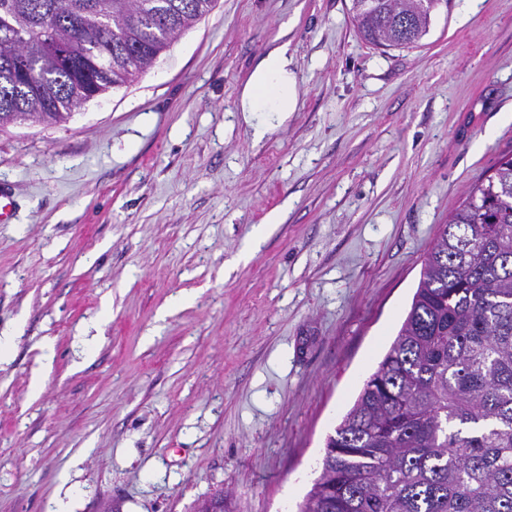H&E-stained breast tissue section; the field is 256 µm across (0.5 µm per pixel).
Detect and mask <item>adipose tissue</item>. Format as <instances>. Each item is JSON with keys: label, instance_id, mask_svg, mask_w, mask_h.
I'll return each instance as SVG.
<instances>
[{"label": "adipose tissue", "instance_id": "adipose-tissue-1", "mask_svg": "<svg viewBox=\"0 0 512 512\" xmlns=\"http://www.w3.org/2000/svg\"><path fill=\"white\" fill-rule=\"evenodd\" d=\"M240 101L248 119L258 112L295 111L298 85L287 45L273 48L261 59L244 86Z\"/></svg>", "mask_w": 512, "mask_h": 512}]
</instances>
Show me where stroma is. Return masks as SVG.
<instances>
[{"mask_svg": "<svg viewBox=\"0 0 512 512\" xmlns=\"http://www.w3.org/2000/svg\"><path fill=\"white\" fill-rule=\"evenodd\" d=\"M350 7L217 0L69 123L0 131V512H296L512 155V0H452L412 48ZM280 44L298 106L245 122Z\"/></svg>", "mask_w": 512, "mask_h": 512, "instance_id": "obj_1", "label": "stroma"}]
</instances>
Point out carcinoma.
I'll return each instance as SVG.
<instances>
[{"label":"carcinoma","mask_w":512,"mask_h":512,"mask_svg":"<svg viewBox=\"0 0 512 512\" xmlns=\"http://www.w3.org/2000/svg\"><path fill=\"white\" fill-rule=\"evenodd\" d=\"M215 4L0 0V130L66 124ZM449 4L352 0L351 11L366 40L405 47ZM298 512H512V157L441 228L395 341L327 437Z\"/></svg>","instance_id":"obj_1"}]
</instances>
